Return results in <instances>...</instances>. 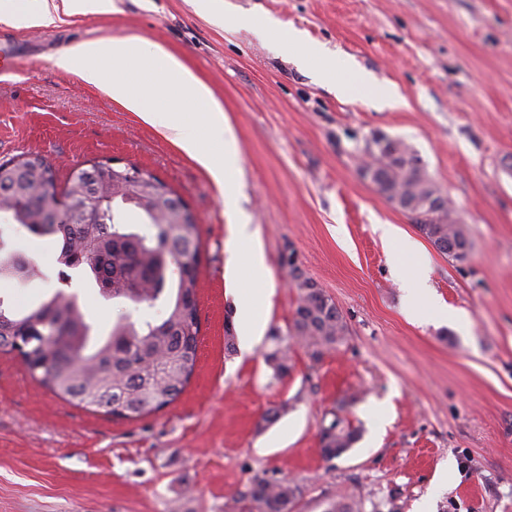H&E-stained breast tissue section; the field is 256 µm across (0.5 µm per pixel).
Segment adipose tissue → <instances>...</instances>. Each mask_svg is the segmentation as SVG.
Here are the masks:
<instances>
[{"label":"adipose tissue","mask_w":512,"mask_h":512,"mask_svg":"<svg viewBox=\"0 0 512 512\" xmlns=\"http://www.w3.org/2000/svg\"><path fill=\"white\" fill-rule=\"evenodd\" d=\"M113 0H0V20H21L29 27H50L61 15H106ZM63 70L86 83L104 88L112 100L143 121L160 127L171 143L197 163L216 191L234 184L239 175V146L224 107L177 57L143 38L115 37L81 43L58 61ZM321 76L335 82L338 94L349 100L377 98L397 108L404 100L391 84H373L365 75L338 79L339 62L331 54L319 55ZM232 266L246 263L256 272L255 286L236 290V303L246 336L258 335L262 316L255 305L259 287L265 286L267 266L255 231L244 216L236 218Z\"/></svg>","instance_id":"obj_1"}]
</instances>
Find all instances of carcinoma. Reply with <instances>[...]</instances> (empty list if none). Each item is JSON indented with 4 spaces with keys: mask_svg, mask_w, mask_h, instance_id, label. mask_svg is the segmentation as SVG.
<instances>
[{
    "mask_svg": "<svg viewBox=\"0 0 512 512\" xmlns=\"http://www.w3.org/2000/svg\"><path fill=\"white\" fill-rule=\"evenodd\" d=\"M369 147L373 185L387 200L407 213L416 228L441 254L458 262L467 259L470 242L465 229L446 206L430 209L440 196L414 149L401 141L389 152ZM55 182L49 163L38 155H20L0 162V197L8 202L0 214L35 237L58 244L57 263L87 276L96 287L112 282V299L126 303L108 335L95 334L79 296L60 290L35 305L16 307L0 297V345L13 334L33 331L25 344L22 364L30 375L55 395L85 408L103 409L124 419H137L174 402L189 383L196 365L200 334L197 291V255L201 249L193 216L179 222L172 203L180 197L164 182V194L154 195L133 186L112 187V175L103 161L72 174L61 193L77 196H112V203L94 224L79 221L48 223L41 214L49 205L44 185ZM136 212L148 231L127 222ZM0 262V279L28 280L43 275L32 259L21 256L17 266ZM176 270H171V267ZM297 305L287 339L313 348L312 356L340 345L347 325L333 299L293 271ZM146 307L157 318L140 316ZM280 346L267 355L274 377L288 376V346L277 331ZM358 432L339 417L321 432V454L331 461L336 451L347 450ZM300 495L288 481L251 480L244 498L249 512H292Z\"/></svg>",
    "mask_w": 512,
    "mask_h": 512,
    "instance_id": "obj_1",
    "label": "carcinoma"
}]
</instances>
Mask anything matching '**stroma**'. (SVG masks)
<instances>
[{
    "mask_svg": "<svg viewBox=\"0 0 512 512\" xmlns=\"http://www.w3.org/2000/svg\"><path fill=\"white\" fill-rule=\"evenodd\" d=\"M114 5L48 28L0 21V51L19 56L16 74L0 77V161L40 155L62 188L75 168L122 158L184 200L201 236L195 371L172 404L126 420L54 395L0 353V512H246L256 476L298 485L294 512H324L336 498L356 512H512V0ZM255 15L395 85L406 108L340 98L276 35L250 26ZM122 36L176 56L223 104L240 149L237 209L161 129L58 66L76 44ZM382 135L410 145L448 196L471 241L467 261L440 254L362 176ZM238 209L271 273L257 303L264 328L248 349L233 290L256 274L228 266ZM381 224L420 252L383 239ZM0 238L43 271L0 280V296L25 307L62 286L55 246L17 224L0 226ZM290 251L348 332L317 358L291 344L290 373L277 380L266 356L297 303L281 263ZM406 276L428 278L447 316L408 320ZM65 286L107 334L120 303L77 273ZM284 402L287 413L263 426ZM336 416L359 439L328 461L320 434Z\"/></svg>",
    "mask_w": 512,
    "mask_h": 512,
    "instance_id": "35a3bbf8",
    "label": "stroma"
}]
</instances>
